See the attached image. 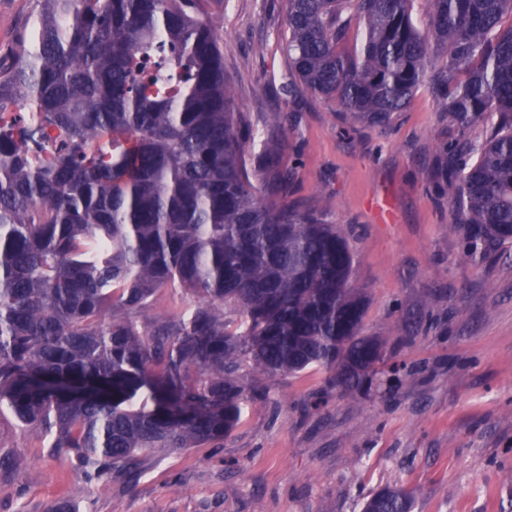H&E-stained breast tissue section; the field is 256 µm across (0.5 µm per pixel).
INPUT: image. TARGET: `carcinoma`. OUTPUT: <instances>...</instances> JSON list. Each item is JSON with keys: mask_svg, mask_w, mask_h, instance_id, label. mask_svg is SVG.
I'll list each match as a JSON object with an SVG mask.
<instances>
[{"mask_svg": "<svg viewBox=\"0 0 512 512\" xmlns=\"http://www.w3.org/2000/svg\"><path fill=\"white\" fill-rule=\"evenodd\" d=\"M32 40L0 59V409L50 437L89 480L155 448L222 442L253 373L310 366L349 391L386 362L363 334L355 254L323 215L289 206L234 112L210 0H37ZM287 0L284 51L308 91L384 126L435 78L459 136L443 152L462 211L458 260L512 240V0ZM359 43L347 48L351 21ZM33 112L29 120L14 116ZM498 117L482 143L469 128ZM194 304L142 327L161 288ZM387 486L362 512H410Z\"/></svg>", "mask_w": 512, "mask_h": 512, "instance_id": "cac0c4a2", "label": "carcinoma"}]
</instances>
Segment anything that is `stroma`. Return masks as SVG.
I'll return each mask as SVG.
<instances>
[{
  "instance_id": "obj_1",
  "label": "stroma",
  "mask_w": 512,
  "mask_h": 512,
  "mask_svg": "<svg viewBox=\"0 0 512 512\" xmlns=\"http://www.w3.org/2000/svg\"><path fill=\"white\" fill-rule=\"evenodd\" d=\"M286 0H210L235 109L256 138L289 114L279 161L296 172L288 204L327 208L369 297L364 332L388 337L391 363L343 392L317 367L255 381L224 442L142 455L139 469L88 482L42 433L0 413V512H361L387 485L411 512H512V243L456 256L461 213L436 168L458 128L424 81L387 127L345 123L295 77L281 35ZM35 0H0V57L31 36ZM387 198L393 228L369 203ZM420 326L395 336V319Z\"/></svg>"
}]
</instances>
